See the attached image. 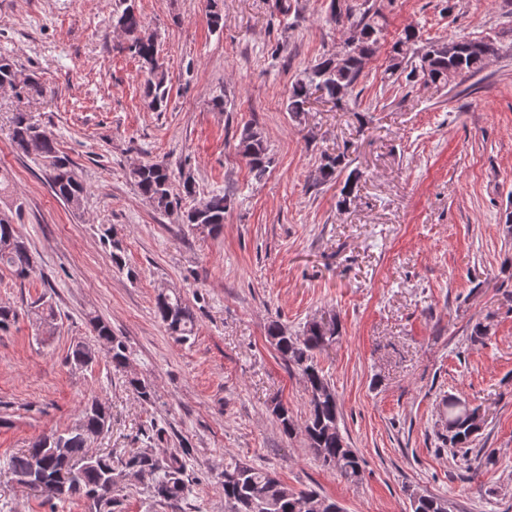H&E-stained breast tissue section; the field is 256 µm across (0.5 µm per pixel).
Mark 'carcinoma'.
Returning a JSON list of instances; mask_svg holds the SVG:
<instances>
[{"instance_id": "obj_1", "label": "carcinoma", "mask_w": 512, "mask_h": 512, "mask_svg": "<svg viewBox=\"0 0 512 512\" xmlns=\"http://www.w3.org/2000/svg\"><path fill=\"white\" fill-rule=\"evenodd\" d=\"M331 19L359 31L358 42L348 47V58L341 68L336 67L334 55H324L292 87L288 111L298 119L306 112L311 96L319 92L327 101L338 106L355 88L363 65L379 48L385 36L386 19L377 9L368 7L358 13L351 6L331 0ZM119 25L130 37L128 52L146 69L144 96L148 107L161 111L166 107L168 89L166 75L159 63L158 46L143 35L144 23L134 6L129 3L117 15ZM498 48L492 42L469 41L451 38L422 43L419 32L405 28L390 48L387 78L425 84L446 85L462 73L482 71ZM6 85L17 98L38 94L41 86L35 76L26 72L9 56L0 54V86ZM11 144L26 156H34L44 177L56 197L74 210L82 207L87 189L74 169L67 154L34 121L27 112H16L11 118ZM238 151L250 172L262 179L271 164V157L262 134L252 128L243 129ZM345 169V156L324 155L319 167V181H335ZM138 192L158 211L168 214L181 209L182 197L196 195L195 183L187 178L182 184V194L172 192V172L160 163L141 164L130 171ZM233 205L224 193L211 194L194 215L187 217L191 227L203 226L211 234L224 228V215ZM101 238L111 247L112 263L125 266L123 248L110 230L102 231ZM24 281L35 270L34 259L13 218L0 210V269ZM155 314L166 330L180 341L190 339L195 323L194 316L181 293L161 289L156 297ZM33 324L45 337L54 334L57 313L51 301L41 298L30 307ZM93 335L98 342L111 344L108 357L112 368L124 371L129 364L126 343L112 334L104 321L90 319ZM267 336L288 368L299 372L305 380L309 398V412L303 423L308 448L322 466L334 469L346 480L356 482L364 474V460L349 447L341 430V412L336 391L318 362V355L331 346L339 336L337 323L330 332L309 323L302 333L295 336L282 333L276 322L267 327ZM96 360V350L78 341L71 346L69 361L76 367H86ZM128 387L144 403L154 399L155 392L145 380L130 376ZM448 434L442 437L443 446L453 454L468 457L472 442L481 429L479 408L457 397L444 400ZM272 413L283 432L292 435L297 424L293 413L282 403L275 404ZM110 409L97 398L91 397L81 404L77 423L66 430L42 435L30 448L14 456L10 469L17 481L31 490H38L42 481L64 477L72 471L80 472L77 482L67 481L52 494L58 500L84 499L90 503V512H115L117 500L109 484L115 472H123L147 484L152 497L169 504H179L189 493L186 468V449L162 450L168 442L167 431L155 429L150 444L134 448L123 455L112 452L92 455V444L111 425ZM224 502L229 512H332L336 500L308 488L297 491L283 482L276 474L237 460L224 464ZM412 512H448L447 500L434 495L412 498Z\"/></svg>"}]
</instances>
